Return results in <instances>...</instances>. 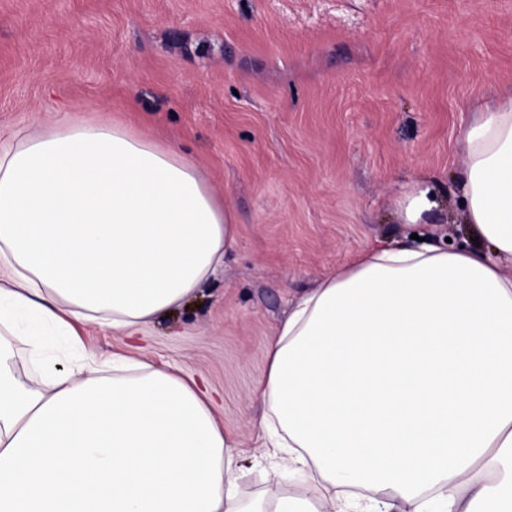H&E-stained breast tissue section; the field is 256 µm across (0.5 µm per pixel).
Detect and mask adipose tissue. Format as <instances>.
<instances>
[{"label": "adipose tissue", "mask_w": 512, "mask_h": 512, "mask_svg": "<svg viewBox=\"0 0 512 512\" xmlns=\"http://www.w3.org/2000/svg\"><path fill=\"white\" fill-rule=\"evenodd\" d=\"M488 252L367 249L300 296L252 397L301 490L238 491L208 391L171 365L85 349L215 277L237 226L177 146L122 125L22 128L0 145V512H512V93L481 102L458 179ZM407 223L438 206L422 182ZM55 336L70 354L48 355ZM24 343L34 374L19 371Z\"/></svg>", "instance_id": "1"}]
</instances>
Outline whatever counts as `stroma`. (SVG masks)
<instances>
[{
    "label": "stroma",
    "instance_id": "stroma-1",
    "mask_svg": "<svg viewBox=\"0 0 512 512\" xmlns=\"http://www.w3.org/2000/svg\"><path fill=\"white\" fill-rule=\"evenodd\" d=\"M512 90V0H0V134L62 119L177 144L235 217L224 268L136 340L94 325L99 355L205 378L238 441L239 493L274 482L251 391L302 293L411 236L475 249L456 187L482 97ZM436 185L429 223L402 186ZM396 205L408 224H426L428 217L438 207L435 190L422 182L409 183Z\"/></svg>",
    "mask_w": 512,
    "mask_h": 512
}]
</instances>
